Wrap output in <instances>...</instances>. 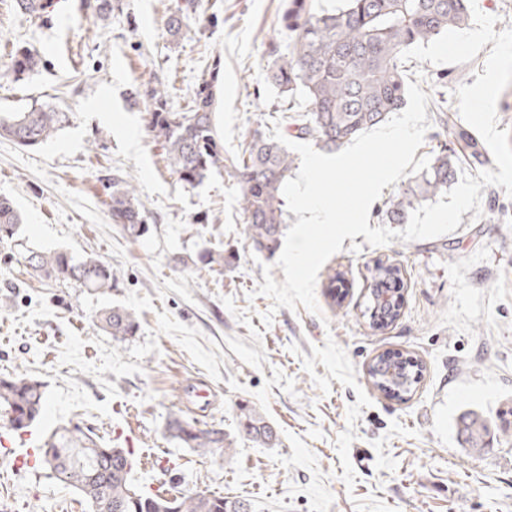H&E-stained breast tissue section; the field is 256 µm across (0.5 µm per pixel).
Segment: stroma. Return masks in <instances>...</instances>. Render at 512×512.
<instances>
[{"instance_id":"35a3bbf8","label":"stroma","mask_w":512,"mask_h":512,"mask_svg":"<svg viewBox=\"0 0 512 512\" xmlns=\"http://www.w3.org/2000/svg\"><path fill=\"white\" fill-rule=\"evenodd\" d=\"M177 0H121L104 22L86 0H48L43 16L0 0V113L48 104L68 122L47 142L23 148L0 138V195L23 216L0 242V377L24 373L45 385L47 404L31 432L17 435L0 416V503L16 512H89L72 489L41 465L13 466L62 425L94 428L132 449L131 480L144 492H215L249 512H512V197L482 188L481 217L464 212L454 232L374 247L344 239L320 269L319 313L273 309L257 294L264 266L285 279L275 257L249 246L240 193L228 173L190 186L172 174L146 133L145 101L133 87L162 81L174 111H186L203 79L215 77L214 122L226 158L241 154L250 130L287 126V99L266 80L270 46L291 49L281 17L288 0H201L179 41L167 32ZM38 67L12 72L17 51ZM487 51L465 64L410 60L409 81L428 94L429 128L417 156L455 153L457 172L494 168L480 135L456 140L463 126L460 84H473ZM101 102L111 120L88 102ZM131 177L149 231L127 237L112 221L103 177ZM68 251L112 267L105 292L35 277L33 251ZM224 249L233 265L209 269L199 257ZM184 256L188 265L175 264ZM383 259L401 267L404 307L382 332L363 312L369 269ZM340 271L347 297L332 306L327 276ZM137 313L125 342L94 324L105 307ZM274 311L271 325L261 316ZM420 359L424 377L408 400L376 391L367 374L379 354ZM215 390L197 413L187 386ZM260 411L278 435L263 448L237 431L239 404ZM486 416V448L464 444L457 422ZM199 417L233 437L230 452L208 456L165 435L171 414Z\"/></svg>"}]
</instances>
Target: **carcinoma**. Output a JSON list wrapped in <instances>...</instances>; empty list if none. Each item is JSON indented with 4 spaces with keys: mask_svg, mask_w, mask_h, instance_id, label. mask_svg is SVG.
Instances as JSON below:
<instances>
[{
    "mask_svg": "<svg viewBox=\"0 0 512 512\" xmlns=\"http://www.w3.org/2000/svg\"><path fill=\"white\" fill-rule=\"evenodd\" d=\"M92 14L99 20L119 9L120 0H93ZM195 4L176 5L169 15L168 32L180 36L184 20ZM469 0H340L331 10L316 7V0H289L282 21L291 33L292 48L286 53L269 50L267 80L292 101H305V109L292 119L291 136L311 139L329 151L381 123L403 108L407 81L401 53L428 43L443 32L462 30L469 23ZM40 58L18 52L13 73L21 75L37 68ZM214 80H204L187 112H172L168 91L157 82L134 92L135 98L150 103L146 131L161 146L170 171L184 183L203 182L215 170L228 168L240 189V206L245 235L252 247L274 255L284 226L282 187L289 179L295 159L279 142L255 128L242 155L228 161L216 139L213 125ZM67 121L66 113L54 107L33 105L24 112L0 114V137L20 146H37ZM453 157L448 148L432 164L410 177L398 193L385 203L390 224L405 223L411 211L433 201L448 190L454 179ZM111 215L115 224L131 238L148 232L135 187L120 176L112 177ZM23 218L13 201L0 196V240L17 233ZM235 254L207 252L200 262L210 267L231 263ZM32 274L57 281H73L82 288L106 291L112 288V267L96 258L73 259L66 251L33 252L26 258ZM387 279L393 293L376 302L368 301L365 314L374 330L394 324L403 306L401 268L378 261L372 280ZM96 326L123 342L135 336L140 322L136 312L114 305L99 312ZM373 387L385 396L404 400L411 396L423 375L422 364L400 354L376 357L368 369ZM46 391L38 380L25 374L0 377V411L12 415L11 430L22 434L36 423L44 410ZM465 443L472 451L485 448L491 422L468 412L460 418ZM238 432L252 441L271 447L277 433L254 408L242 404L237 415ZM168 434L186 448L207 455L216 449L229 450L234 439L224 430L201 426L195 419L174 417ZM41 463L61 484L76 490L91 512L103 498L115 512H248V506L222 495L204 492L149 494L130 480L133 452L103 442L79 426L59 427L41 446Z\"/></svg>",
    "mask_w": 512,
    "mask_h": 512,
    "instance_id": "cac0c4a2",
    "label": "carcinoma"
}]
</instances>
